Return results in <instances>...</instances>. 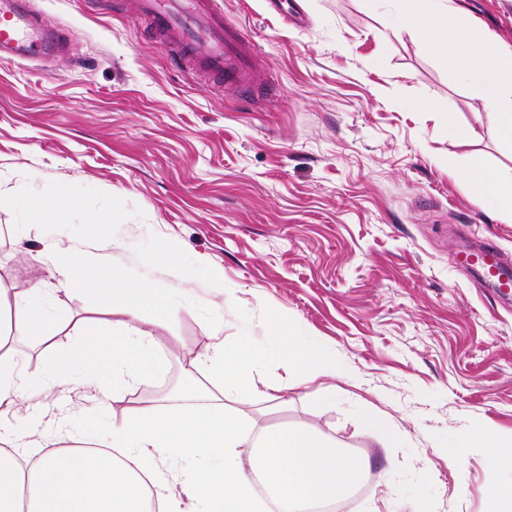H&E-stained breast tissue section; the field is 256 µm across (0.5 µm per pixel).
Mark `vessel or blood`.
Instances as JSON below:
<instances>
[{
	"label": "vessel or blood",
	"mask_w": 512,
	"mask_h": 512,
	"mask_svg": "<svg viewBox=\"0 0 512 512\" xmlns=\"http://www.w3.org/2000/svg\"><path fill=\"white\" fill-rule=\"evenodd\" d=\"M134 14L151 26L171 54L198 64L210 76L223 77L226 87L246 84L260 60L243 28L227 22L214 0H136ZM65 40V32L45 24L29 0H0V56L31 57ZM460 262L481 267L492 278L502 275L500 253L489 244Z\"/></svg>",
	"instance_id": "1"
}]
</instances>
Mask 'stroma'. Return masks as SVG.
I'll use <instances>...</instances> for the list:
<instances>
[{
  "label": "stroma",
  "mask_w": 512,
  "mask_h": 512,
  "mask_svg": "<svg viewBox=\"0 0 512 512\" xmlns=\"http://www.w3.org/2000/svg\"><path fill=\"white\" fill-rule=\"evenodd\" d=\"M125 2L31 0L68 33L65 51L0 60V285L51 280L42 226L6 198L80 187L58 247L108 243L132 283L174 289L180 312L158 332L166 369L106 402L79 381L34 394L0 428L45 441L64 410L105 433L141 401L170 409L182 360L213 342L205 321L266 347L265 316L279 313L344 373L289 385L278 404L236 402L241 414L314 428L363 458L369 488L345 494L349 512H487L512 472L464 443L478 425L512 436V291L456 255L492 243L512 267V223L448 170L453 118L512 173L482 101L365 0H216L263 59L231 95L175 66ZM460 2L512 42V0ZM167 241L175 271L156 258ZM365 409L395 429L393 447L358 428Z\"/></svg>",
  "instance_id": "obj_1"
}]
</instances>
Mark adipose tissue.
<instances>
[{"label": "adipose tissue", "instance_id": "1", "mask_svg": "<svg viewBox=\"0 0 512 512\" xmlns=\"http://www.w3.org/2000/svg\"><path fill=\"white\" fill-rule=\"evenodd\" d=\"M396 2V15L385 19L387 28L409 33L466 79L499 140L512 146V43L469 22L449 0ZM448 128L465 149L452 173L470 185L475 197L489 201L501 219L512 222V175L469 152L471 127L452 120ZM81 198V188L72 186L15 197L9 204L27 223L45 225L55 236ZM69 253L57 269L58 287L92 292L105 287L112 316L75 325L70 344H47L42 372L26 376L19 370L18 340L46 341L49 326L69 323V318L46 307L43 286L15 293L0 287V407L17 405L27 391L67 384L80 368L109 377L113 388L127 391L164 369L140 314L151 311L155 328L164 327L179 311L173 294L130 284L108 255L82 247ZM269 324L273 348L219 339L208 353L189 359L173 411L138 407L113 421L105 434L75 433L69 415H59L57 446L35 458L29 457L24 437L1 432L0 512H185L188 499L196 503L194 512H261L253 481L257 474L273 512H326L361 483L363 461L309 427L256 428L231 405L243 395L272 400V386L260 374L265 367L283 370L300 383L339 371L335 352L305 336L298 323L273 317ZM205 373L220 382V397L206 395L199 381ZM181 454L189 456L190 466L179 472L168 460Z\"/></svg>", "mask_w": 512, "mask_h": 512}]
</instances>
